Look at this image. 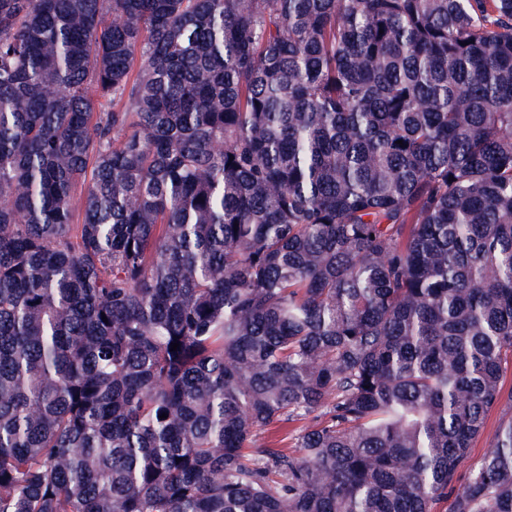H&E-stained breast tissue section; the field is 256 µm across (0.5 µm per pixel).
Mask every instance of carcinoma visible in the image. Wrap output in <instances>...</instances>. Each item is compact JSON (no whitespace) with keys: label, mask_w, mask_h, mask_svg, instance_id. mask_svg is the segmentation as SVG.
Instances as JSON below:
<instances>
[{"label":"carcinoma","mask_w":512,"mask_h":512,"mask_svg":"<svg viewBox=\"0 0 512 512\" xmlns=\"http://www.w3.org/2000/svg\"><path fill=\"white\" fill-rule=\"evenodd\" d=\"M508 355L512 0H0V512H512ZM503 408L505 407L503 406ZM505 409L506 410H502V407H500L489 414L483 433L473 443L470 457L471 463H475L480 460L499 430L502 422L512 416V409L511 412L507 408Z\"/></svg>","instance_id":"cac0c4a2"}]
</instances>
